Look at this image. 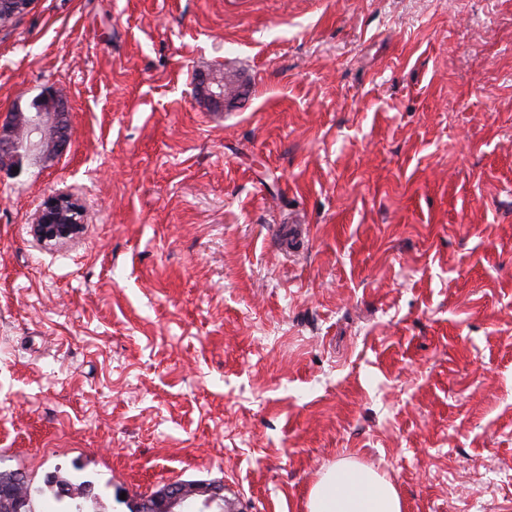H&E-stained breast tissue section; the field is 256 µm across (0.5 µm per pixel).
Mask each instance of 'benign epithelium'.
Listing matches in <instances>:
<instances>
[{
	"label": "benign epithelium",
	"instance_id": "1",
	"mask_svg": "<svg viewBox=\"0 0 512 512\" xmlns=\"http://www.w3.org/2000/svg\"><path fill=\"white\" fill-rule=\"evenodd\" d=\"M69 129L67 103L57 91L51 90L39 111L17 112L0 124V159H12L21 149L44 158L59 156L68 146ZM83 217V207L77 199L54 194L39 209L34 233L44 243L68 240L83 229ZM19 480L17 474L0 478V499L9 503L3 512H30L31 495L15 497L11 491V485ZM223 508L220 488L205 483L172 482L147 500L148 512H221Z\"/></svg>",
	"mask_w": 512,
	"mask_h": 512
}]
</instances>
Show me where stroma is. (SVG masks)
I'll return each mask as SVG.
<instances>
[{
	"instance_id": "stroma-1",
	"label": "stroma",
	"mask_w": 512,
	"mask_h": 512,
	"mask_svg": "<svg viewBox=\"0 0 512 512\" xmlns=\"http://www.w3.org/2000/svg\"><path fill=\"white\" fill-rule=\"evenodd\" d=\"M51 89L66 151L0 166V470L307 512L349 457L512 512V0H34L0 119ZM83 217V207L77 199L68 194H54L39 209L34 233L44 243L68 240L83 229Z\"/></svg>"
}]
</instances>
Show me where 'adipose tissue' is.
<instances>
[{"mask_svg":"<svg viewBox=\"0 0 512 512\" xmlns=\"http://www.w3.org/2000/svg\"><path fill=\"white\" fill-rule=\"evenodd\" d=\"M395 485L351 458L325 471L311 488L307 512H402Z\"/></svg>","mask_w":512,"mask_h":512,"instance_id":"obj_1","label":"adipose tissue"}]
</instances>
